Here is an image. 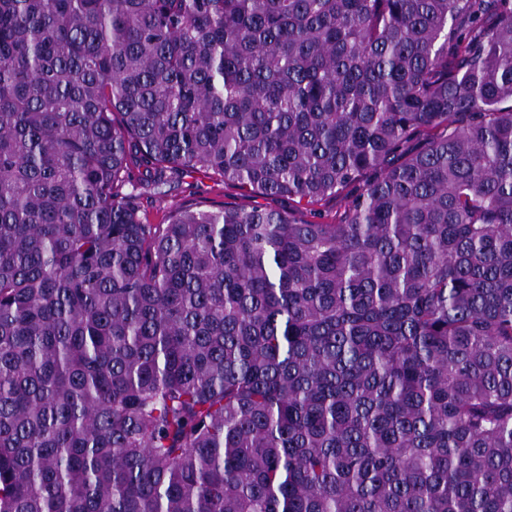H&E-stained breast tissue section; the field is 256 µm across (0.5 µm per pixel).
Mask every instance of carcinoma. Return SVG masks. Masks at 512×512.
I'll return each instance as SVG.
<instances>
[{
	"mask_svg": "<svg viewBox=\"0 0 512 512\" xmlns=\"http://www.w3.org/2000/svg\"><path fill=\"white\" fill-rule=\"evenodd\" d=\"M0 512H512V0H0ZM149 168L137 158L130 163L131 183L123 186V193L134 195L135 206L149 224H163L171 211L179 208L217 210L224 207L238 209L276 210L305 222L327 224L340 219L346 210L348 197L355 191L349 188L336 196H329L314 205L298 204L288 196H273L250 192L231 182H219L202 170L167 172L160 190L140 185L149 177ZM134 186V187H133Z\"/></svg>",
	"mask_w": 512,
	"mask_h": 512,
	"instance_id": "obj_1",
	"label": "carcinoma"
}]
</instances>
